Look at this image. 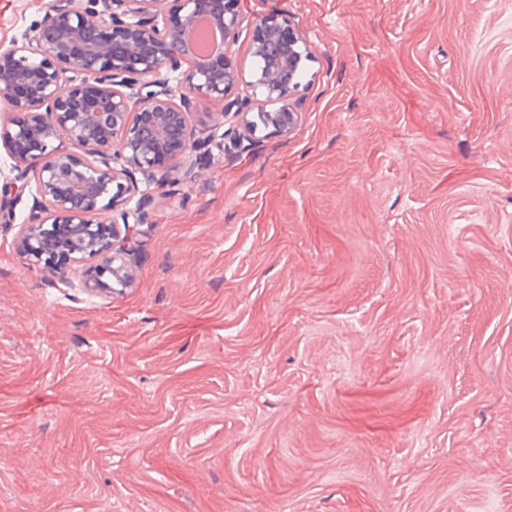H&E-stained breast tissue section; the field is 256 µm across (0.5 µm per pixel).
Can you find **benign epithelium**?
I'll return each instance as SVG.
<instances>
[{
	"mask_svg": "<svg viewBox=\"0 0 512 512\" xmlns=\"http://www.w3.org/2000/svg\"><path fill=\"white\" fill-rule=\"evenodd\" d=\"M240 4L53 0L21 44L0 50V103L18 113L0 121V146L14 173L4 191H25L29 169L39 165L34 204L15 225L14 248L26 265L46 269L60 252L73 267L100 257L76 282L67 269L52 275L91 295L130 287V231L150 218V196L140 185L176 194L213 150H245L258 128L249 119L256 105L264 129L291 132L299 75L311 61L307 39L287 14H267L254 25L245 69L232 50ZM202 15L224 41L206 60L182 38ZM202 102H219L223 111L200 112ZM62 138L87 156L55 146Z\"/></svg>",
	"mask_w": 512,
	"mask_h": 512,
	"instance_id": "1",
	"label": "benign epithelium"
}]
</instances>
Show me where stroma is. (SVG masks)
Returning <instances> with one entry per match:
<instances>
[{"mask_svg": "<svg viewBox=\"0 0 512 512\" xmlns=\"http://www.w3.org/2000/svg\"><path fill=\"white\" fill-rule=\"evenodd\" d=\"M48 0H0V50ZM285 136L153 192L91 299L0 228V512H512V0H243Z\"/></svg>", "mask_w": 512, "mask_h": 512, "instance_id": "stroma-1", "label": "stroma"}]
</instances>
